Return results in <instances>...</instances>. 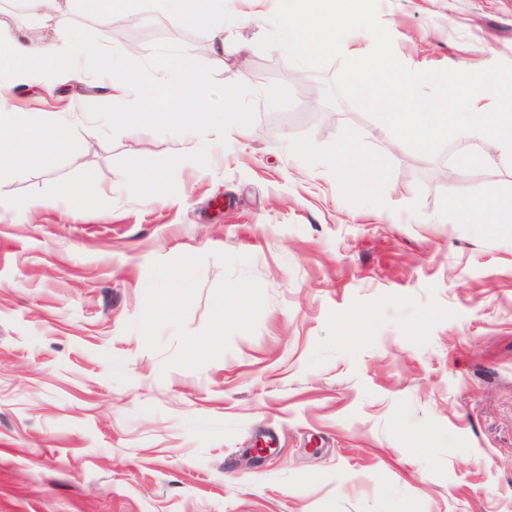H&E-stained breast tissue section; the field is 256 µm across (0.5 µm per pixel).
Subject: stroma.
Instances as JSON below:
<instances>
[{
	"label": "stroma",
	"mask_w": 512,
	"mask_h": 512,
	"mask_svg": "<svg viewBox=\"0 0 512 512\" xmlns=\"http://www.w3.org/2000/svg\"><path fill=\"white\" fill-rule=\"evenodd\" d=\"M276 6L224 0V52L201 58L221 83L287 85L293 106L258 103L246 135L211 140L209 168L177 167L176 195L124 187L118 158L195 148L148 129L0 179V512H512V229L448 206L512 195V159L459 187L429 166L473 142L420 159L344 99L312 120L298 65L257 46ZM62 8L143 62L211 38L162 0L105 20ZM130 15L135 44L110 33ZM380 18L409 68L512 63V0H381ZM75 91L53 70L0 77L22 112ZM345 130L386 156L371 196L321 162ZM83 177L107 208H36ZM256 444L273 453L246 468Z\"/></svg>",
	"instance_id": "obj_1"
}]
</instances>
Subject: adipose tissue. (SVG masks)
Segmentation results:
<instances>
[{
	"mask_svg": "<svg viewBox=\"0 0 512 512\" xmlns=\"http://www.w3.org/2000/svg\"><path fill=\"white\" fill-rule=\"evenodd\" d=\"M91 55L86 40L64 26L59 27L57 42L52 46L41 45L39 35L29 30L0 29V72H10L17 78L34 80L50 68L83 83L91 77L86 68ZM329 164L337 187L366 196L384 171L382 157L365 154L358 140L347 133L337 139ZM449 205L462 219L481 214L486 223L512 226V195L466 201L454 198Z\"/></svg>",
	"mask_w": 512,
	"mask_h": 512,
	"instance_id": "adipose-tissue-1",
	"label": "adipose tissue"
}]
</instances>
